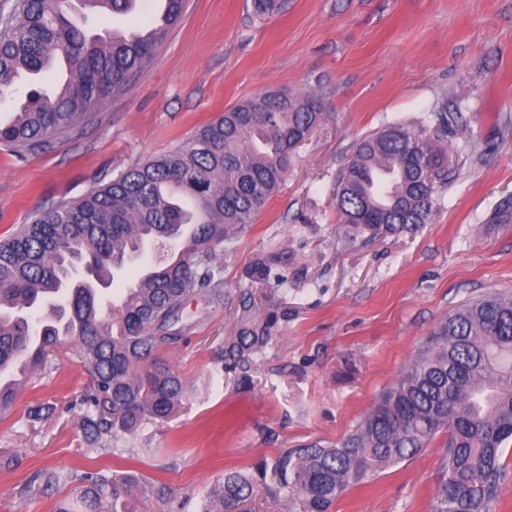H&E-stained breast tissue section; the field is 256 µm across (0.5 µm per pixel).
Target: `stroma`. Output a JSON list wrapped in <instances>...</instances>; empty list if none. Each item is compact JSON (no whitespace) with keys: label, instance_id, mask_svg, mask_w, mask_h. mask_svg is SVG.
Masks as SVG:
<instances>
[{"label":"stroma","instance_id":"1","mask_svg":"<svg viewBox=\"0 0 512 512\" xmlns=\"http://www.w3.org/2000/svg\"><path fill=\"white\" fill-rule=\"evenodd\" d=\"M269 17L253 0H187L130 90L89 124L24 157L0 146V239L36 210L83 197L165 154L241 100L269 90L316 94L317 129L291 152L288 174L227 253L224 301L190 303L195 327L162 355L186 382L165 423L91 451L74 402L88 380L72 355L23 386L0 420V512H55L83 472L134 479L135 512H200L225 472L352 432L424 346L440 319L488 292H512V0H280ZM62 68L22 75L0 104L8 121ZM467 136L448 137V185L432 220L372 233L341 223L339 177L358 139L389 123L417 130L440 108ZM288 249L278 321L247 380L218 349L233 336L248 268ZM43 402L55 414L31 421ZM443 438L351 486L333 512H432ZM55 471L65 483L44 488ZM169 486L153 498L154 482Z\"/></svg>","mask_w":512,"mask_h":512}]
</instances>
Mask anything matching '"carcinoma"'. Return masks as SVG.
Here are the masks:
<instances>
[{
  "label": "carcinoma",
  "instance_id": "cac0c4a2",
  "mask_svg": "<svg viewBox=\"0 0 512 512\" xmlns=\"http://www.w3.org/2000/svg\"><path fill=\"white\" fill-rule=\"evenodd\" d=\"M163 30L149 23L130 39L90 34L86 12H131L135 0H14L0 14V100L22 74L39 75L59 59L67 77L36 93L0 124V144L17 156L47 150L79 132L92 110L129 90L132 73L182 17L185 0H165ZM323 118L315 96L266 93L241 101L199 127L175 149L118 175L80 199L40 211L0 240V417L21 386L71 352L87 366L78 421L87 447L132 434L171 416L186 382L159 352L185 340L189 304L224 300L223 266L288 171V146ZM432 134L384 126L360 138L336 194L342 223L376 231L428 223L448 185V155L439 146L456 118L431 113ZM158 256L108 312L100 296L63 282L79 264L112 285L144 246ZM288 252L257 258L254 284L283 289ZM252 291L241 294L234 336L220 347L224 367L246 373L273 336ZM447 435L433 512H491L506 475L512 442V295L491 293L448 312L427 345L338 445L284 454L259 469L269 491L299 512H331L336 499L368 473L397 464ZM75 496L56 512H132L109 477L75 475ZM252 478L231 471L213 486L203 512H245Z\"/></svg>",
  "mask_w": 512,
  "mask_h": 512
}]
</instances>
